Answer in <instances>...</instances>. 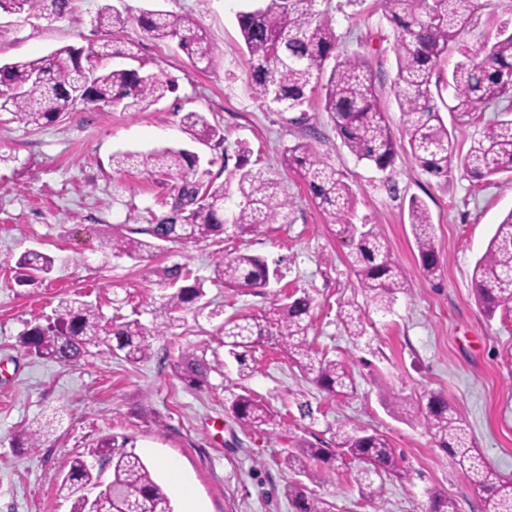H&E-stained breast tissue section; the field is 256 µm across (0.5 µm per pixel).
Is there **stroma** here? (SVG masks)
Segmentation results:
<instances>
[{
    "mask_svg": "<svg viewBox=\"0 0 512 512\" xmlns=\"http://www.w3.org/2000/svg\"><path fill=\"white\" fill-rule=\"evenodd\" d=\"M126 16L123 32L99 31L102 5ZM250 0H72L61 17L17 18L0 13V64L38 57L63 47L119 45L123 54L105 57L106 67L135 63L174 81V93L142 112L76 104L61 122L36 127L0 111V512H69L58 478L76 454L105 437L127 439L169 494L174 512H293L283 494L282 456L306 439L335 445L338 429L359 425L383 432L416 474L413 483L383 478V493L371 498L354 481L355 467L324 474L310 484L313 496L331 501L336 512H427L426 488L455 499L472 512L476 496L462 472L415 422L417 404L430 392L444 394L468 421L486 461L512 479V312L486 317L473 293L474 264L502 217L512 210V176L467 177L462 161L473 138L498 118L486 110L458 131L448 175L424 172L412 158L393 94L392 29L379 0H331L340 36L337 53L366 54L375 86L396 137L398 153L389 176L399 196L383 187L386 175L359 162L343 146L319 102L307 108V125L291 113L269 109L257 99L248 58L240 50L236 14ZM142 10L192 18L216 46L209 68H198L176 42L150 39L137 25ZM512 19V0H490L478 10L466 35L474 46L494 37ZM196 111L224 131L223 144L192 145L181 117ZM311 141L343 171L357 197V221L377 225L408 278L391 312L372 304L349 264V249L323 226V217L300 175L281 162L285 147ZM195 146L209 161L212 178L235 192L239 149L277 180L291 202L292 221L265 224L239 235L227 230L206 241L164 244L150 266L128 258L102 261L91 229L96 224L147 226L149 212H162L163 192L142 168H117L121 153ZM424 201L435 225L441 276L424 277L408 221L410 197ZM35 249L55 258L42 282L16 284L15 261ZM240 251L279 267L280 281L258 292H233L210 283L216 262ZM181 264L205 281L206 295L194 307L171 310L172 287L163 271ZM312 300L309 339L315 349L342 361L356 389L330 396L305 379L283 351L256 346L249 375L240 378L223 346L226 319L261 316L293 291ZM97 304L105 319L169 323L151 337L150 359L132 364L92 349L80 363L63 365L25 354L19 336L46 322L59 303L76 296ZM361 310L366 332L347 336L340 306ZM191 350L211 366L207 383L188 388L174 373L182 352ZM251 395L280 417L272 432L246 430L235 420L234 394ZM396 394L404 409L384 404ZM315 410L301 418L297 395ZM53 420L40 450L13 447L11 438L33 421ZM178 464L166 467L167 460Z\"/></svg>",
    "mask_w": 512,
    "mask_h": 512,
    "instance_id": "obj_1",
    "label": "stroma"
}]
</instances>
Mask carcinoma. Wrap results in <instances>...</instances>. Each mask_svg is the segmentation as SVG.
<instances>
[{
  "instance_id": "carcinoma-1",
  "label": "carcinoma",
  "mask_w": 512,
  "mask_h": 512,
  "mask_svg": "<svg viewBox=\"0 0 512 512\" xmlns=\"http://www.w3.org/2000/svg\"><path fill=\"white\" fill-rule=\"evenodd\" d=\"M324 0H258L237 13V23L251 70L255 95L278 112H298L299 122L307 117L304 105L317 97L330 113L344 146L357 160L381 172L390 169L396 156V140L386 119L374 85L369 61L357 53L336 55L338 35ZM384 16L392 27V50L396 59L394 95L408 136L410 152L423 171L448 177V158L454 133L470 126L477 114L494 107L504 118L493 123L473 140L464 157L467 175L481 178L512 174V22L503 23L491 41L473 46L466 34L479 0H381ZM70 0H0V11L30 14L47 11L59 17L67 13ZM95 27L114 34L123 31L127 20L103 7ZM141 29L152 39L177 40L193 63L211 66L216 47L201 28L183 15L147 11L138 18ZM450 51L459 60L448 76L437 68ZM103 51L93 43L86 47L65 46L52 53L0 66V110L13 112L26 123L40 127L61 120L75 104L100 103L128 112H141L173 90L172 82L142 67L107 70L100 61ZM446 87L453 105L448 126L434 100V91ZM183 123L193 139L203 145L224 141L221 129L200 112H188ZM161 182L177 179L173 192L162 204L169 212L151 216L148 226L125 233L119 225L95 229L104 257H128L150 264L162 244L203 241L224 233L226 225L246 233L263 224H287L290 201L279 184L260 168L237 164L239 201L227 209L224 184L200 169V156L189 148L165 147L142 154L117 157L122 164L131 157ZM284 166L300 172L324 216V227L344 238L350 247V262L370 302L388 312L397 295L408 291L407 276L393 259L376 225L354 224L356 197L345 175L323 157L312 144L298 142L284 149ZM408 219L425 277H439L433 224L425 203L417 197L408 201ZM55 258L29 250L17 260L19 283L27 285L51 273ZM176 285L169 297L171 309L197 303L203 284L195 280L180 285L182 267L165 270ZM279 280V270L267 260L247 252H233L217 262L212 281L226 288L259 291ZM475 295L484 312L512 311V210L497 224L485 252L473 269ZM312 299L304 294L285 297L284 303L259 318H229L224 321V348L245 373L246 357L262 341L275 342L301 374L330 394H346L356 383L346 366L316 350L308 339ZM345 330L355 338L365 334L361 312L352 304L340 306ZM169 324L147 328L138 320L108 326L99 308L79 298L62 301L54 317L35 324L20 337L25 353L65 365L77 363L92 347L138 363L151 357L149 338L165 333ZM209 364L190 351L181 354L176 373L191 389L207 382ZM235 419L245 429H275L278 415L256 401L249 391L235 395ZM416 419L437 440L468 479L482 502V512H512V481L486 463L469 439L466 423L440 393L430 392L418 403ZM19 448L32 451L44 445L42 427H24L14 435ZM127 441L105 438L88 455L78 454L61 476L58 492L71 502L70 512H174L171 500L156 482L140 455L126 448ZM354 462L357 485L371 497L382 493L372 476L386 475L412 482L404 457L388 437L377 430L353 426L339 433L336 446L320 448L301 440L280 466L291 478L284 494L295 512H335V504L308 495L306 485L294 480L305 476L320 482V470H335ZM429 512H459L455 500L433 488L426 489Z\"/></svg>"
}]
</instances>
